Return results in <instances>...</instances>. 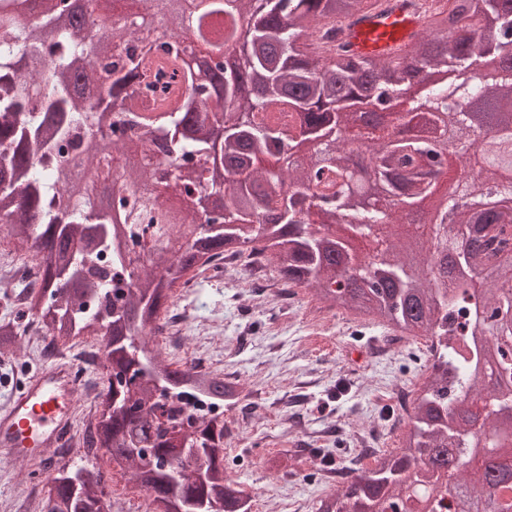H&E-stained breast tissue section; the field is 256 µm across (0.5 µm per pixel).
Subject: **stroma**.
<instances>
[{
  "mask_svg": "<svg viewBox=\"0 0 512 512\" xmlns=\"http://www.w3.org/2000/svg\"><path fill=\"white\" fill-rule=\"evenodd\" d=\"M31 258L28 249H0V317L18 324L13 352H0V405L46 362V332L15 304L27 282L4 276ZM290 294L280 304L253 291L240 271L199 280L192 294L175 292L168 302L184 319V336L152 343L165 359L223 371L255 402L248 413L224 414L226 471L252 496V512H313L319 495L346 487L348 477L325 479L311 449H332L353 467L368 463L361 437L373 448L397 447L408 424L381 421V408L428 374L422 341L390 340L389 327L328 308L307 289ZM29 465L0 461V512H41L26 492Z\"/></svg>",
  "mask_w": 512,
  "mask_h": 512,
  "instance_id": "1",
  "label": "stroma"
}]
</instances>
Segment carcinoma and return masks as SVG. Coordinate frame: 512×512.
Segmentation results:
<instances>
[{"label": "carcinoma", "mask_w": 512, "mask_h": 512, "mask_svg": "<svg viewBox=\"0 0 512 512\" xmlns=\"http://www.w3.org/2000/svg\"><path fill=\"white\" fill-rule=\"evenodd\" d=\"M238 2L226 14L224 0H209L194 19L192 36L205 46L235 47L224 82L213 84L167 41L183 28L177 11L138 16L99 48L92 27L74 36V14L56 0H0V224L33 240L36 276L23 294L31 322L56 342L89 336L104 348L101 402L84 423L86 469L103 493L106 473L92 460L150 447L156 462L138 458L128 480L165 512L220 500L224 512H251V496L226 475L224 420L214 414L219 402L239 404L241 384L159 358L147 328L189 272L271 256L282 281L329 308L438 342L402 446L372 450L374 467L348 469L361 482L325 493L316 512H389L442 482L453 512H512L508 496L491 499L472 477L478 456L512 453V423L502 422L512 418V181L458 179L444 210L430 213L432 239L453 258L451 288L433 255L413 256L392 231L398 205L430 198L448 155L459 154L411 135V124L446 116L467 130L472 103L512 102V0H430L410 50L358 59L334 44L336 23L374 0ZM110 6L76 4L99 17ZM486 56L500 61L491 76L475 69ZM87 136L104 147L81 149ZM140 145L157 160L112 171L114 153ZM467 146L512 176V130L488 124ZM359 150L368 155L360 177L381 191L375 208L357 191ZM67 153L107 170L109 208L96 203L95 179L71 189ZM191 186L199 209L187 230L165 195ZM204 224L240 228L226 236ZM150 228L161 247L132 282L122 272ZM16 336L14 322L0 323V350ZM129 366L159 385L112 386L108 374ZM182 430L188 452L174 464L168 448ZM196 468L205 481L193 479ZM46 486V512H95L96 497L71 482L68 465Z\"/></svg>", "instance_id": "cac0c4a2"}]
</instances>
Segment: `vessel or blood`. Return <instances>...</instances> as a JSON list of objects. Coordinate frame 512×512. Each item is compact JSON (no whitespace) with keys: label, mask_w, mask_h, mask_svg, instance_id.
Wrapping results in <instances>:
<instances>
[{"label":"vessel or blood","mask_w":512,"mask_h":512,"mask_svg":"<svg viewBox=\"0 0 512 512\" xmlns=\"http://www.w3.org/2000/svg\"><path fill=\"white\" fill-rule=\"evenodd\" d=\"M417 0H380L359 21L344 25L340 41L362 57H396L420 33ZM78 391L66 361L41 367L0 408V457L31 459L44 448L74 436Z\"/></svg>","instance_id":"1"}]
</instances>
